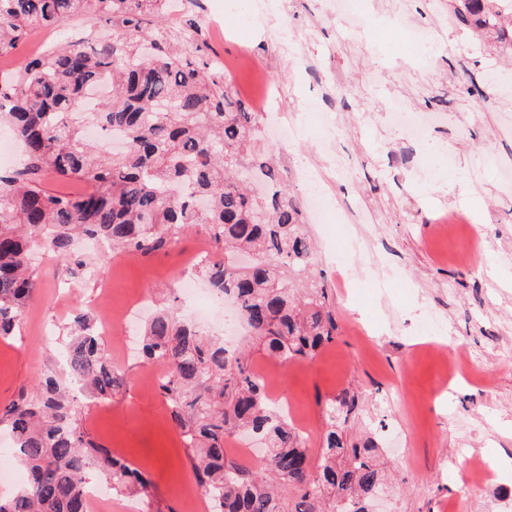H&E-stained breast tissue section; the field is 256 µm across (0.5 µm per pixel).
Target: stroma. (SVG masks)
I'll use <instances>...</instances> for the list:
<instances>
[{"instance_id":"35a3bbf8","label":"stroma","mask_w":512,"mask_h":512,"mask_svg":"<svg viewBox=\"0 0 512 512\" xmlns=\"http://www.w3.org/2000/svg\"><path fill=\"white\" fill-rule=\"evenodd\" d=\"M357 8L430 28L432 54L404 43L396 29L378 27L362 40L341 33L333 0H286L259 35L251 25L256 0H199L189 17H168L185 41L205 43L211 59L255 52L272 89L257 124L307 115L300 138L260 141L282 187L304 202L297 165L321 168L319 190L344 218L307 226L316 247L311 274L325 282L336 311L335 340L306 361L270 358L243 331L233 347L265 370L289 421L314 437L325 429L324 403L346 388L359 402L349 439L400 440V448L380 450L389 494L378 512H444L474 453L488 460L491 481L458 512H490V504L512 498V182L502 178L512 171V59L472 35L448 0H359ZM209 23L223 29V40L206 41ZM472 73L493 79L475 96ZM397 103L431 117L426 140H409L393 125ZM334 115L345 124L328 141L323 124ZM331 153L343 168L327 164ZM449 155L461 173L434 181L433 173L447 172ZM425 166L430 176L422 175ZM348 235L367 242L350 264L395 271L389 288L340 282L335 239ZM211 244L202 224L185 226L174 244L147 257L103 255L95 241L80 239L75 250L89 265L81 279L70 278L64 258L35 252L38 288L18 334L0 337V408L35 395L44 373L66 379L59 353L76 315L95 319L105 307L146 299L195 322L197 301L173 293L195 274L185 265L189 255ZM105 347L134 383L107 403L82 402L84 426L150 475L143 512H187L185 490L195 479L168 402L159 387L141 383L151 365L126 356L119 340Z\"/></svg>"}]
</instances>
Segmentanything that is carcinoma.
<instances>
[{
  "mask_svg": "<svg viewBox=\"0 0 512 512\" xmlns=\"http://www.w3.org/2000/svg\"><path fill=\"white\" fill-rule=\"evenodd\" d=\"M448 2L481 37L512 48L502 23L509 0ZM165 15L163 0H0V57L34 28L73 18L112 26L110 39L56 43L0 75V112L10 115L27 151L23 168L0 175V337L12 335L37 287L33 248L68 259L78 276L86 262L72 251L77 234L148 255L183 226L205 224L224 257L208 258L200 272L235 297L256 344L272 357L311 359L334 339L336 318L324 284L309 276L313 248L302 211L277 186L254 136L255 113L226 77L182 45ZM88 126L124 134L125 152L101 155L84 137ZM49 175L85 189L52 192ZM142 353L167 367L159 389L198 485L216 498L212 512H368L382 479L375 444L347 442L356 408L349 390L326 403L343 419L328 420L314 458L303 434L275 410L265 380L223 340L164 310L149 324ZM62 357L91 398L132 385L84 315ZM0 424L27 471L25 487L0 498V512H87L92 472L114 489L149 494L148 474L89 436L80 404L53 372L37 395L10 402ZM240 432L265 441L258 465L224 457V442Z\"/></svg>",
  "mask_w": 512,
  "mask_h": 512,
  "instance_id": "carcinoma-1",
  "label": "carcinoma"
}]
</instances>
